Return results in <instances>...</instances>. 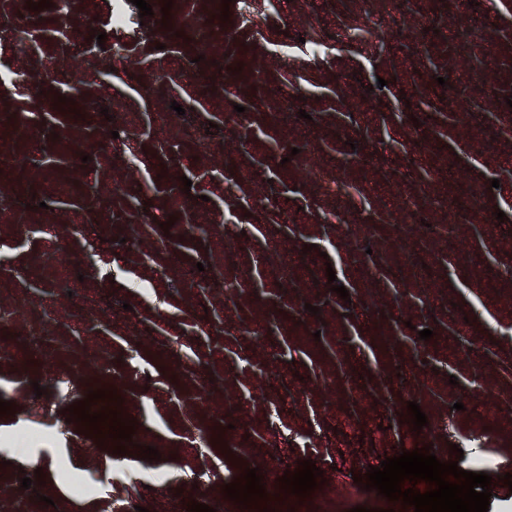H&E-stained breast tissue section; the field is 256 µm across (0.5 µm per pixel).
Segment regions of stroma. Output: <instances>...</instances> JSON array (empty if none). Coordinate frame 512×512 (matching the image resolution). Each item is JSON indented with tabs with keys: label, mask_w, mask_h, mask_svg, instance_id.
Wrapping results in <instances>:
<instances>
[{
	"label": "stroma",
	"mask_w": 512,
	"mask_h": 512,
	"mask_svg": "<svg viewBox=\"0 0 512 512\" xmlns=\"http://www.w3.org/2000/svg\"><path fill=\"white\" fill-rule=\"evenodd\" d=\"M148 2L116 29L114 0H0L21 34L0 39V507L233 512L223 485L276 458L313 460L345 512H389L354 476L427 446L491 458L489 512H512V0ZM416 251L430 287L397 276ZM97 389L135 422L127 453L63 413Z\"/></svg>",
	"instance_id": "stroma-1"
}]
</instances>
